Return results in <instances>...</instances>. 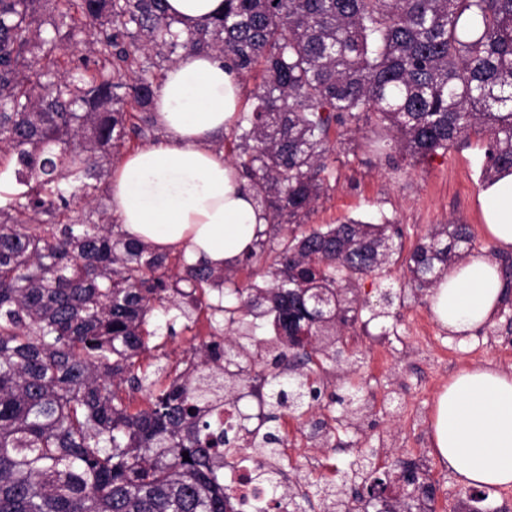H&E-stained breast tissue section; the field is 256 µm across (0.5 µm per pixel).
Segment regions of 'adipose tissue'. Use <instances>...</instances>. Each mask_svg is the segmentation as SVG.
I'll list each match as a JSON object with an SVG mask.
<instances>
[{"label":"adipose tissue","mask_w":512,"mask_h":512,"mask_svg":"<svg viewBox=\"0 0 512 512\" xmlns=\"http://www.w3.org/2000/svg\"><path fill=\"white\" fill-rule=\"evenodd\" d=\"M241 81L222 56L202 52L172 64L153 112L162 138L112 169L111 212L128 237L188 264H237L267 220L239 170L215 143L241 109ZM484 230L495 248L512 249V174L486 188ZM503 297L486 253L449 269L431 292L438 322L456 334L484 325ZM434 445L468 487L512 486V369H462L439 394Z\"/></svg>","instance_id":"1"}]
</instances>
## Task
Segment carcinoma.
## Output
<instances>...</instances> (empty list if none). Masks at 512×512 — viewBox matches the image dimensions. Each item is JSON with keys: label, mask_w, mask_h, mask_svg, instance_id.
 I'll use <instances>...</instances> for the list:
<instances>
[{"label": "carcinoma", "mask_w": 512, "mask_h": 512, "mask_svg": "<svg viewBox=\"0 0 512 512\" xmlns=\"http://www.w3.org/2000/svg\"><path fill=\"white\" fill-rule=\"evenodd\" d=\"M165 2L0 0V161L16 183L0 198V512H236L224 449L279 457L288 440L272 423L319 399L315 377L364 310L357 283L388 270L402 237L385 216L305 227L332 132L369 127L418 162L477 129L483 182L512 173V0H224L183 33ZM200 52L242 79L260 72L228 149L266 211L242 259L263 265L264 286L185 262L172 276L169 255L71 215L155 126L157 76L140 59ZM474 239L467 224L431 228L410 281L434 286ZM213 290L224 302H207ZM155 310L170 339L208 322L174 366L140 361L167 357ZM268 318L274 339L256 334ZM249 382L269 385L260 413L239 407ZM331 399L345 416L365 409L350 389ZM225 407L236 424L213 417ZM359 470L379 498L390 473ZM257 479L300 496L276 467Z\"/></svg>", "instance_id": "cac0c4a2"}]
</instances>
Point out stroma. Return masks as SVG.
<instances>
[{
    "instance_id": "35a3bbf8",
    "label": "stroma",
    "mask_w": 512,
    "mask_h": 512,
    "mask_svg": "<svg viewBox=\"0 0 512 512\" xmlns=\"http://www.w3.org/2000/svg\"><path fill=\"white\" fill-rule=\"evenodd\" d=\"M369 138L364 130L332 135L331 164L325 173L329 190L307 218L310 224L326 225L348 217L383 215L404 232L402 248L388 272L359 282L360 299L376 313V320L347 332L346 348L357 364L346 380L358 390L368 412L340 420L318 448L307 440L310 424L337 416L338 406L323 399L302 418H284V463L293 480L312 496L301 512L320 507L318 490L340 483L363 453L373 454L381 472L426 456L432 473L424 482L435 489L430 503L434 512H496L502 491L473 502L474 488L458 481L433 446L432 419L440 392L461 368L490 362L512 369V288L490 323L465 338L448 333L437 322L430 290L405 287L409 254L433 225H470L476 248H490L479 202L487 137L472 131L446 153L396 164L389 163L386 151L372 146ZM316 453L324 458L318 470L308 465Z\"/></svg>"
}]
</instances>
